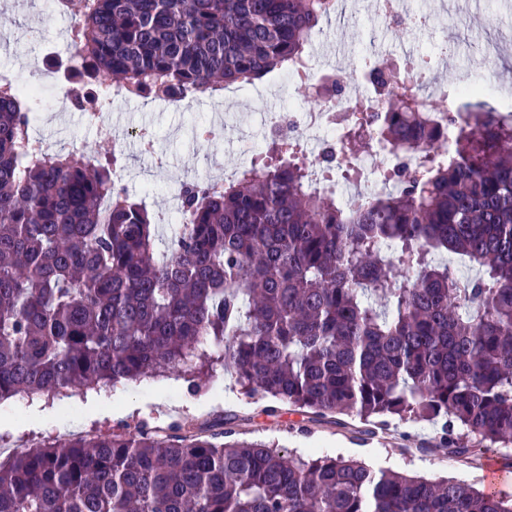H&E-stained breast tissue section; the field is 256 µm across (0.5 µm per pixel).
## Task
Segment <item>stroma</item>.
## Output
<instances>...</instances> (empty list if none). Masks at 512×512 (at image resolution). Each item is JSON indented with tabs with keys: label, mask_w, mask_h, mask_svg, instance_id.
I'll return each mask as SVG.
<instances>
[{
	"label": "stroma",
	"mask_w": 512,
	"mask_h": 512,
	"mask_svg": "<svg viewBox=\"0 0 512 512\" xmlns=\"http://www.w3.org/2000/svg\"><path fill=\"white\" fill-rule=\"evenodd\" d=\"M346 16H333L322 23L318 63L341 67L357 78L358 54L369 47L381 48L382 59H393L407 47L415 46L420 33L384 27L373 13L371 0H349ZM512 23V10L502 0H462L451 17L445 18L438 33L459 48L448 69H434L435 83L450 85L467 69L484 68L480 39L493 20ZM71 23L55 16L48 0H0V72L41 86L43 100L37 110L40 133L52 152L94 151L96 130L77 110H65L56 103L52 85L34 72V60L46 59L48 66L67 63L74 49L69 39ZM267 93L266 108L308 110L316 103L306 90L289 84L284 73L268 75L262 83ZM248 89L222 91L186 108L169 107L150 97L123 102L111 114L112 131L125 139L124 163L128 171L126 191L141 199L154 215L169 209L181 183L209 177L228 180L248 165L249 158L238 148L236 138L259 121L247 108ZM221 113L227 136L221 141H203L194 128L209 114ZM149 129L155 151L165 157L162 168L153 170L150 181L142 172L150 169L137 152L134 131ZM174 400L168 408L158 402L159 394ZM270 400L246 395L225 371L221 362L199 363L190 372L147 375L116 385H88L51 394H20L0 402V460L39 445H54L82 436L134 431L145 422L165 434L176 423L204 428L218 425L224 416L237 420V436L245 440L273 441L302 456L357 458L385 468L429 480L452 478L483 489L487 486L484 457L453 459L435 449L441 434L439 424L412 419L390 420L385 430L356 416L337 425L281 408L269 414Z\"/></svg>",
	"instance_id": "stroma-1"
}]
</instances>
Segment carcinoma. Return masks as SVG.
Returning <instances> with one entry per match:
<instances>
[{"mask_svg":"<svg viewBox=\"0 0 512 512\" xmlns=\"http://www.w3.org/2000/svg\"><path fill=\"white\" fill-rule=\"evenodd\" d=\"M74 107L98 88L192 103L297 66L332 0H69ZM340 151L320 158L364 178L350 145L374 134L395 194L352 208L313 189L292 139L222 187L182 184L171 249L113 179L107 149L44 155L28 129L37 99L0 79V400L179 370L224 344L250 396L301 413L443 420L448 454L512 445V114H448L454 157L396 61ZM453 252L481 269L435 262ZM179 425L29 448L0 461V512H512V498L303 457Z\"/></svg>","mask_w":512,"mask_h":512,"instance_id":"1","label":"carcinoma"}]
</instances>
